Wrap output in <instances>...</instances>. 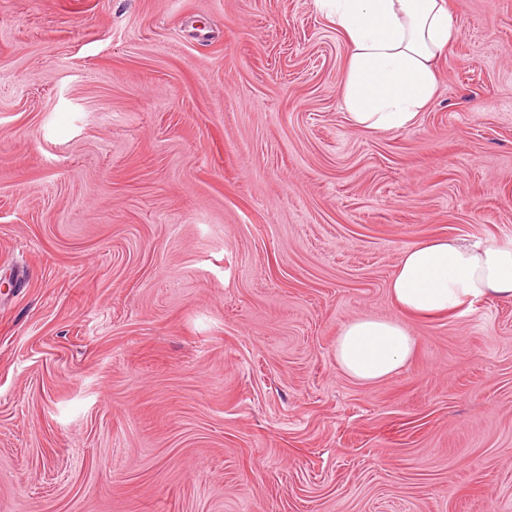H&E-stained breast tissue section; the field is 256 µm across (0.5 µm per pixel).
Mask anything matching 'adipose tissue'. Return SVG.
<instances>
[{
    "instance_id": "adipose-tissue-1",
    "label": "adipose tissue",
    "mask_w": 512,
    "mask_h": 512,
    "mask_svg": "<svg viewBox=\"0 0 512 512\" xmlns=\"http://www.w3.org/2000/svg\"><path fill=\"white\" fill-rule=\"evenodd\" d=\"M342 35L341 98L351 127L390 132L415 125L434 99L436 65L459 30L447 0H315ZM399 311L431 317L490 297L512 298V241H418L401 253L389 283ZM416 340L396 318L357 317L336 336V363L373 384L399 373Z\"/></svg>"
}]
</instances>
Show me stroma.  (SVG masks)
<instances>
[{"instance_id": "stroma-1", "label": "stroma", "mask_w": 512, "mask_h": 512, "mask_svg": "<svg viewBox=\"0 0 512 512\" xmlns=\"http://www.w3.org/2000/svg\"><path fill=\"white\" fill-rule=\"evenodd\" d=\"M401 131L314 0H0V512H512V300L406 318L403 248L512 240V0ZM415 337L397 318L357 317L336 336V363L348 377L374 384L399 373L412 357Z\"/></svg>"}]
</instances>
